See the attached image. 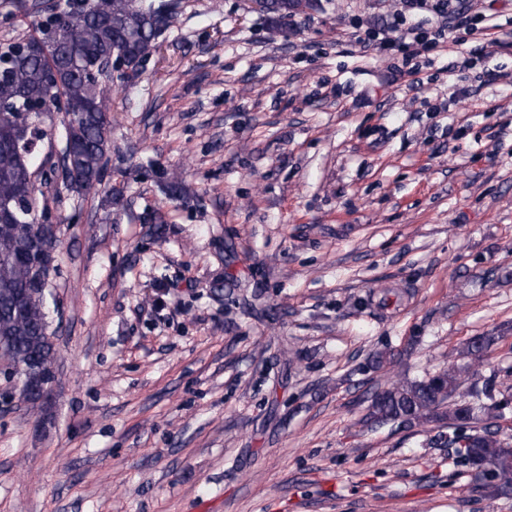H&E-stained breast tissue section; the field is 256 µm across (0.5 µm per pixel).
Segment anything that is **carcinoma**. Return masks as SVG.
<instances>
[{"label":"carcinoma","mask_w":512,"mask_h":512,"mask_svg":"<svg viewBox=\"0 0 512 512\" xmlns=\"http://www.w3.org/2000/svg\"><path fill=\"white\" fill-rule=\"evenodd\" d=\"M256 12L280 27L304 12L301 0H253ZM171 26L150 0H108L77 13L52 11L39 23L37 34L0 46V355L12 373L38 367L45 373L57 363L56 346L48 338L51 324L45 310L43 265L35 243L45 231L37 225L39 200L35 185L39 146L23 145L26 127L37 123V141L45 131L33 104L53 88L66 105H81L77 118L64 124L68 152L65 172L70 184L91 192L101 182L110 148L109 89L100 66L120 57L131 70L158 47ZM462 367L451 366L418 380H401L378 393L367 422L442 424L447 431L428 435L429 445L468 447L459 461L474 472L475 489L490 496H512V443L501 437L496 420L512 409V393L476 383L462 388Z\"/></svg>","instance_id":"obj_1"}]
</instances>
